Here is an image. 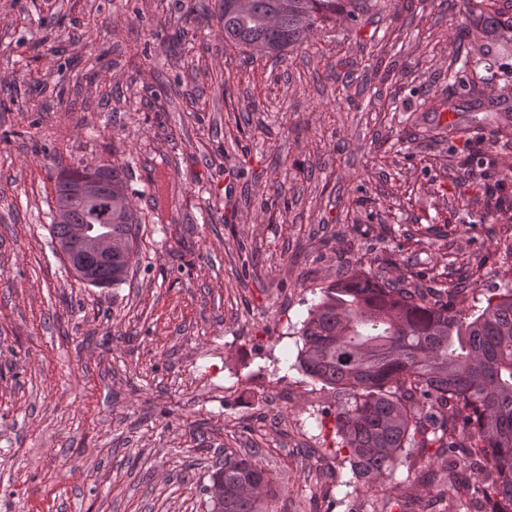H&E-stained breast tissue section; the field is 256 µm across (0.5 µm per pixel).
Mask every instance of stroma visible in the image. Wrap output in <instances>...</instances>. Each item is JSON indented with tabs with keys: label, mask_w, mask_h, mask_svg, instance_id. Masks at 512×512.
<instances>
[{
	"label": "stroma",
	"mask_w": 512,
	"mask_h": 512,
	"mask_svg": "<svg viewBox=\"0 0 512 512\" xmlns=\"http://www.w3.org/2000/svg\"><path fill=\"white\" fill-rule=\"evenodd\" d=\"M220 4L0 0V512H210L228 448L265 449L273 512H386L393 481L470 512L415 481L424 454L348 487L332 393L273 363L350 270L468 304L512 287V128L420 110L466 52L487 56L483 93L512 100V29L486 35L464 0H366L252 58ZM81 163L122 166L138 219L113 288L52 239L57 173Z\"/></svg>",
	"instance_id": "stroma-1"
}]
</instances>
